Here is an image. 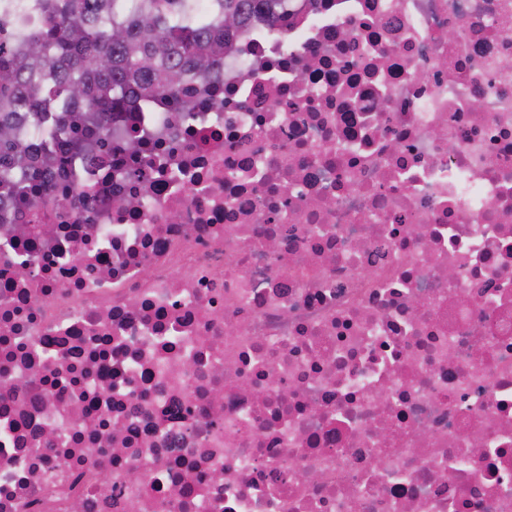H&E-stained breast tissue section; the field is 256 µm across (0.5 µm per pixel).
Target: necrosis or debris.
Segmentation results:
<instances>
[{"label": "necrosis or debris", "instance_id": "obj_1", "mask_svg": "<svg viewBox=\"0 0 512 512\" xmlns=\"http://www.w3.org/2000/svg\"><path fill=\"white\" fill-rule=\"evenodd\" d=\"M0 199V512H512V0H288Z\"/></svg>", "mask_w": 512, "mask_h": 512}]
</instances>
